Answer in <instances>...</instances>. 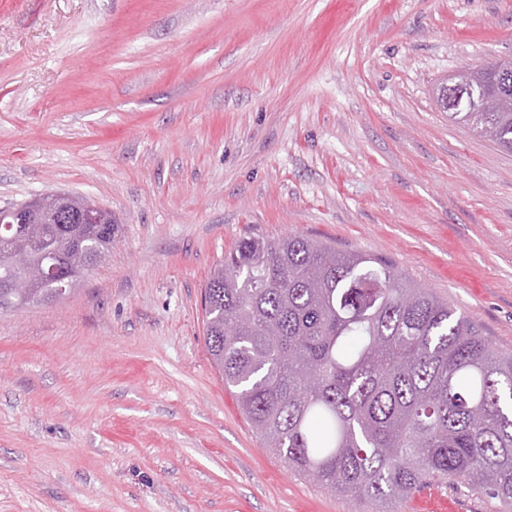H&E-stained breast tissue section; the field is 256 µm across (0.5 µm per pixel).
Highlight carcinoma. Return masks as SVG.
Segmentation results:
<instances>
[{
	"label": "carcinoma",
	"mask_w": 512,
	"mask_h": 512,
	"mask_svg": "<svg viewBox=\"0 0 512 512\" xmlns=\"http://www.w3.org/2000/svg\"><path fill=\"white\" fill-rule=\"evenodd\" d=\"M481 83L454 89L448 119L512 153V105L475 112ZM86 197L0 210V312L57 301L81 284L82 250L99 263L112 249V211L94 224H59ZM65 258L59 287L42 283L43 254ZM206 347L224 386L287 470L328 491L386 503L425 482L491 493L512 509V355H500L448 300L404 278L385 259L338 252L303 235L242 239L204 288Z\"/></svg>",
	"instance_id": "carcinoma-1"
}]
</instances>
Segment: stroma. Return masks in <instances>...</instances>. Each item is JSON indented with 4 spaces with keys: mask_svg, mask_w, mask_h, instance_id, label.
<instances>
[{
    "mask_svg": "<svg viewBox=\"0 0 512 512\" xmlns=\"http://www.w3.org/2000/svg\"><path fill=\"white\" fill-rule=\"evenodd\" d=\"M512 56V0H0V208L117 224L0 314V512H378L291 474L213 368L202 294L249 235L391 261L512 354V154L437 85Z\"/></svg>",
    "mask_w": 512,
    "mask_h": 512,
    "instance_id": "stroma-1",
    "label": "stroma"
}]
</instances>
